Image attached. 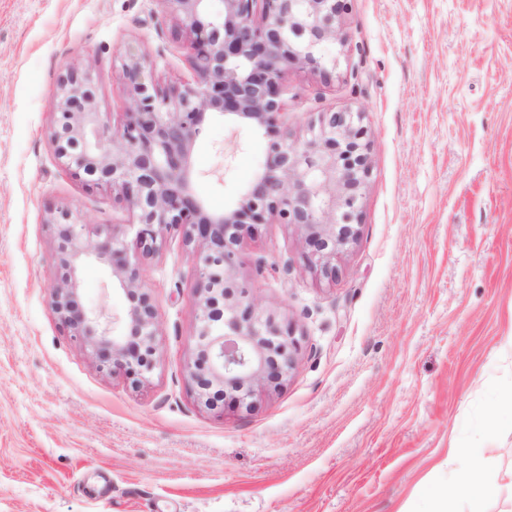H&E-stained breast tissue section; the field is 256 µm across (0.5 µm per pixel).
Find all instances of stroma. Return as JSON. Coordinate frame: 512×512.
<instances>
[{"label": "stroma", "instance_id": "1", "mask_svg": "<svg viewBox=\"0 0 512 512\" xmlns=\"http://www.w3.org/2000/svg\"><path fill=\"white\" fill-rule=\"evenodd\" d=\"M174 25L161 0H0V512H418L451 444L481 445L512 394V0H349L331 74L285 73L290 140L315 113H361L370 176L335 278L291 226L245 235L238 276L300 348L282 386L226 412L187 370L194 252L173 231L142 255L134 212L71 178L49 137L68 70L116 127L128 53L161 87L192 82ZM268 142L210 117L192 152L210 211L239 201ZM61 209L123 227L159 314L145 380L100 368L53 311ZM75 301L129 307L100 263Z\"/></svg>", "mask_w": 512, "mask_h": 512}]
</instances>
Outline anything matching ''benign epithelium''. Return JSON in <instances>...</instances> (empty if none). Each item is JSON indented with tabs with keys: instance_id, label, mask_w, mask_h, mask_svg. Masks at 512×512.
I'll list each match as a JSON object with an SVG mask.
<instances>
[{
	"instance_id": "1",
	"label": "benign epithelium",
	"mask_w": 512,
	"mask_h": 512,
	"mask_svg": "<svg viewBox=\"0 0 512 512\" xmlns=\"http://www.w3.org/2000/svg\"><path fill=\"white\" fill-rule=\"evenodd\" d=\"M349 0H162L179 21L194 80L163 89L152 64L128 54L122 74L130 107L112 126L96 106L91 78L77 71L59 81L51 101L50 139L70 176L88 188L112 187L136 213V243L159 252L172 229L197 251L198 311L187 368L197 398L209 409L251 407L257 393L279 387L294 365L292 328L260 312L237 276L241 231L251 224H287L299 234L308 266L336 277V256L357 238L361 190L370 167L359 112H320L301 144L278 126L283 74L302 65L325 76L343 42ZM248 124L271 137L267 162L240 203L210 211L191 188L192 149L209 115ZM53 226L62 270L51 285L62 324L95 351L100 366L141 380L154 367L158 312L138 267L126 258L114 226L90 236L61 211ZM106 262L130 303L120 330L104 310L76 306L79 271Z\"/></svg>"
}]
</instances>
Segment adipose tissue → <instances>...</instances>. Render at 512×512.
Here are the masks:
<instances>
[{
  "label": "adipose tissue",
  "instance_id": "adipose-tissue-1",
  "mask_svg": "<svg viewBox=\"0 0 512 512\" xmlns=\"http://www.w3.org/2000/svg\"><path fill=\"white\" fill-rule=\"evenodd\" d=\"M496 409V418L487 420L484 425L485 440L482 446L449 448V457L463 458L464 463L450 470L446 488L431 492L427 512H449V505L454 501L477 503L495 494L496 486L486 481L483 470L497 452L495 437L499 418L512 420V397L498 402Z\"/></svg>",
  "mask_w": 512,
  "mask_h": 512
}]
</instances>
